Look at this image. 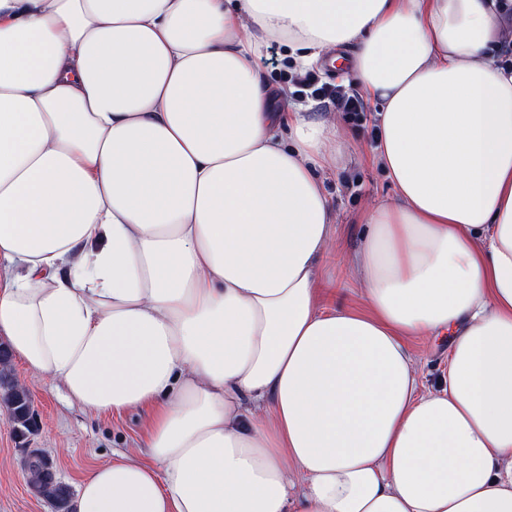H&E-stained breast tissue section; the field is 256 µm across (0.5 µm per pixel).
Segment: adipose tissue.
<instances>
[{
  "instance_id": "ef3b65f1",
  "label": "adipose tissue",
  "mask_w": 512,
  "mask_h": 512,
  "mask_svg": "<svg viewBox=\"0 0 512 512\" xmlns=\"http://www.w3.org/2000/svg\"><path fill=\"white\" fill-rule=\"evenodd\" d=\"M512 0H0V337L85 415L147 411L75 512H512ZM266 39L376 106L372 202L325 307L341 115L280 107ZM450 334L425 388L407 340Z\"/></svg>"
}]
</instances>
